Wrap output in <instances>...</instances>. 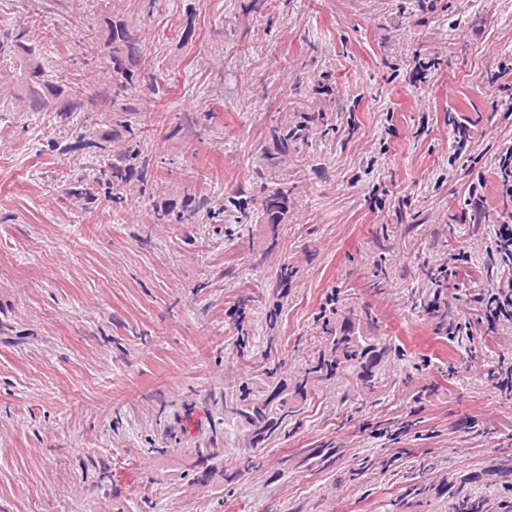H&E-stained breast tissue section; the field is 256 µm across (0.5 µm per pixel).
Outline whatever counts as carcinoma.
Returning <instances> with one entry per match:
<instances>
[{"label":"carcinoma","mask_w":512,"mask_h":512,"mask_svg":"<svg viewBox=\"0 0 512 512\" xmlns=\"http://www.w3.org/2000/svg\"><path fill=\"white\" fill-rule=\"evenodd\" d=\"M106 46L111 64L112 101L127 94L137 80L141 44L136 30L123 20L111 21L108 25ZM9 61L20 93L15 100L28 110L40 112L54 110L61 113L75 112L83 106V99L90 87L94 86L97 74L85 71L78 74H64L59 80L47 79L42 64L38 61L35 48L23 40V33L0 35V63ZM313 118L305 116L293 126L280 128L275 136L273 151L266 155V165L274 169L288 156V150L298 140L309 137ZM139 156V149L121 152L113 156L108 164L107 183L115 191L112 200L121 199V187L133 171V161ZM288 184L274 182L261 190L257 215L266 224H279L288 206ZM155 218L168 224H193L196 209L187 205L177 207L172 203L155 206ZM325 347L306 368L302 378L288 387L277 383L269 392L251 391L242 387L238 398L224 407L228 414L239 418L246 430L244 451L249 452L281 429L282 424L299 412V406L307 400L309 378L331 379L339 369H347L356 375L362 391L374 392L378 384V367L394 352L391 344L383 342L363 331L362 321L345 316L333 329ZM484 500L478 496H465L454 504L453 512H483Z\"/></svg>","instance_id":"carcinoma-1"}]
</instances>
